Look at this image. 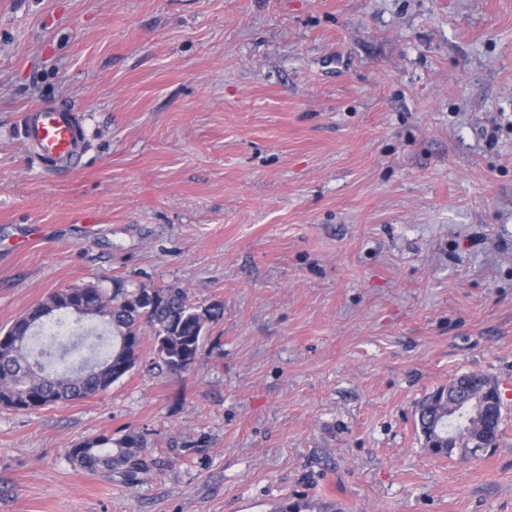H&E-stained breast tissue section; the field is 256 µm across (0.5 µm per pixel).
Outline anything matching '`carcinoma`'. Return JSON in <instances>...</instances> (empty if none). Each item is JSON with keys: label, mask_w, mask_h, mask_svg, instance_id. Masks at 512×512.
<instances>
[{"label": "carcinoma", "mask_w": 512, "mask_h": 512, "mask_svg": "<svg viewBox=\"0 0 512 512\" xmlns=\"http://www.w3.org/2000/svg\"><path fill=\"white\" fill-rule=\"evenodd\" d=\"M143 289L121 286L108 292L95 285L74 289L78 304L88 308L108 327L102 340L107 355L94 362H139L143 336L141 325L150 328L154 340L155 365L169 372H189L198 359L208 326L220 319L217 305L203 307L189 299L182 288H158V299L151 312L142 314ZM68 353V345L37 333L28 316L18 318L7 330L0 331V407L32 411L60 402L94 397L108 390L113 381L106 375L81 367L48 377V366ZM473 417L466 405L448 414L443 431L454 441L469 428ZM72 463L89 471L119 474L128 488L140 485L151 471L148 442L143 433L130 429L119 438L99 435L73 446L68 451ZM272 512H341L336 503L323 499L288 497Z\"/></svg>", "instance_id": "cac0c4a2"}]
</instances>
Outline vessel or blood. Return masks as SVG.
<instances>
[{"label": "vessel or blood", "instance_id": "vessel-or-blood-1", "mask_svg": "<svg viewBox=\"0 0 512 512\" xmlns=\"http://www.w3.org/2000/svg\"><path fill=\"white\" fill-rule=\"evenodd\" d=\"M21 137L40 161L61 171L75 168L87 148L85 118L66 103L31 109L21 128Z\"/></svg>", "mask_w": 512, "mask_h": 512}]
</instances>
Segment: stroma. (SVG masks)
Masks as SVG:
<instances>
[{
  "mask_svg": "<svg viewBox=\"0 0 512 512\" xmlns=\"http://www.w3.org/2000/svg\"><path fill=\"white\" fill-rule=\"evenodd\" d=\"M61 101L68 172L19 136ZM119 283L223 315L190 372L0 407V512H512V404L464 461L416 429L512 382V0H0V328ZM133 428L136 488L68 458ZM21 137L40 161L61 171L75 168L87 148L85 118L67 103L31 109L22 125ZM272 512H341L335 502L323 499L299 498L291 500L285 497Z\"/></svg>",
  "mask_w": 512,
  "mask_h": 512,
  "instance_id": "stroma-1",
  "label": "stroma"
}]
</instances>
